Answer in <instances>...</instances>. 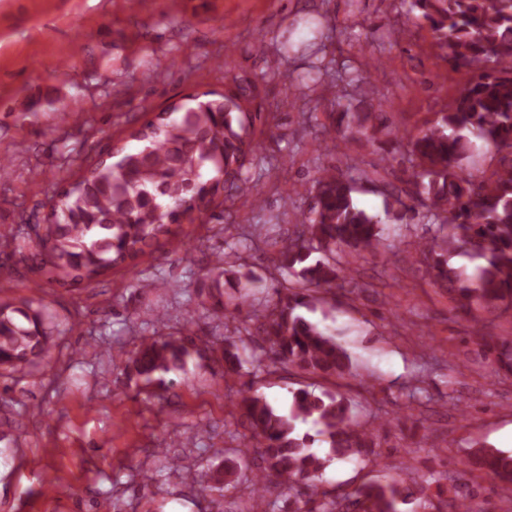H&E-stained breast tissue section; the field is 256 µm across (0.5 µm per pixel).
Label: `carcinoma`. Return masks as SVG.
Listing matches in <instances>:
<instances>
[{"label":"carcinoma","instance_id":"1","mask_svg":"<svg viewBox=\"0 0 512 512\" xmlns=\"http://www.w3.org/2000/svg\"><path fill=\"white\" fill-rule=\"evenodd\" d=\"M405 21L388 32L399 40L409 25L424 21L435 37V55L452 70L464 69L470 79L439 113L431 126L411 138L404 156L407 182L427 204L428 232L419 252L434 282L466 313L473 316V338L489 347L482 333V314L512 315V0H401ZM341 77L354 88L342 108L333 132L343 138H367L387 130L385 115L373 111L368 69L342 64ZM253 95L237 87L218 99L193 98L164 111L130 133L139 146L120 148L89 165L81 178L61 192L45 224V233L28 259L49 268L55 281L71 288L91 284L106 271L123 267L145 274L143 259L161 246L171 224L204 221L247 184L244 174L262 161L261 144L251 128L257 116L242 102ZM488 154L496 168L488 179L474 180L468 168L476 157ZM355 167L318 169L314 195L301 222L287 229V237L272 236L285 273L304 285L329 290L344 279L337 256H362L382 241L380 224H409L415 207L403 190L391 187L384 203L385 218L357 206ZM454 257L474 262L472 270L450 265ZM210 298L224 306V256H215ZM273 307L253 309L261 344L253 339L236 344L212 342L221 351L224 376L250 377L224 419V433L232 440L233 425L242 426V447L227 450L222 468L186 478L206 480L218 493L223 508L224 489L245 486L247 495L225 512H252L266 501L267 512H401L410 499L428 502L425 489L389 476L364 483L341 497L303 495L299 485L322 478L327 463L359 459L379 447V428L356 423L348 402L308 389L292 393L288 415L274 411L253 390L264 373L262 362L274 368H297L322 377H352L345 348L319 323L299 309L309 307L306 296L285 286L272 288ZM51 335L45 315L29 308L0 303V367L15 371L49 356ZM194 352L187 336H159L131 351L130 362L147 392L164 382L163 375L180 369ZM494 362L512 373V339L499 338ZM312 422L328 443L321 456L311 448V436L296 433L297 423ZM471 470L512 484V455L484 444L471 454ZM274 475L288 486V498L268 500L267 480Z\"/></svg>","mask_w":512,"mask_h":512}]
</instances>
